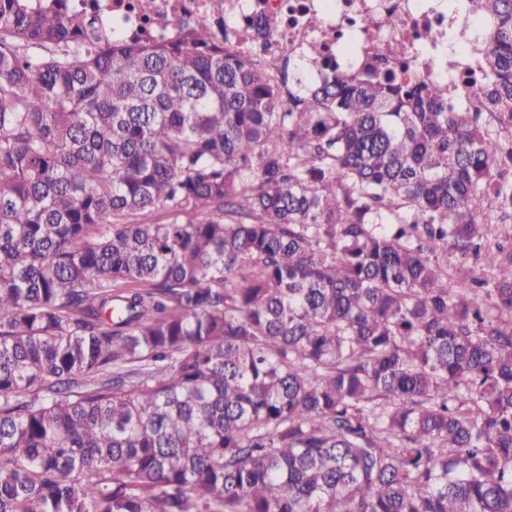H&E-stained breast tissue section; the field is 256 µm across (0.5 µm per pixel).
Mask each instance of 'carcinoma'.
Returning <instances> with one entry per match:
<instances>
[{"mask_svg": "<svg viewBox=\"0 0 512 512\" xmlns=\"http://www.w3.org/2000/svg\"><path fill=\"white\" fill-rule=\"evenodd\" d=\"M467 8L479 112L0 0V512H512V251L448 272L512 219V0Z\"/></svg>", "mask_w": 512, "mask_h": 512, "instance_id": "1", "label": "carcinoma"}]
</instances>
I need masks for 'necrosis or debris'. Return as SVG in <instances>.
I'll list each match as a JSON object with an SVG mask.
<instances>
[{"label":"necrosis or debris","mask_w":512,"mask_h":512,"mask_svg":"<svg viewBox=\"0 0 512 512\" xmlns=\"http://www.w3.org/2000/svg\"><path fill=\"white\" fill-rule=\"evenodd\" d=\"M96 13L129 39L166 41L173 29L201 17H223L224 51L248 58L276 83L288 79V64L312 41L324 47V61L311 72L366 55L382 69H398L419 84H443L457 106L470 107L475 88L465 75L474 70L472 52L452 51L455 31H479L466 0H67Z\"/></svg>","instance_id":"4bbe7bcc"}]
</instances>
